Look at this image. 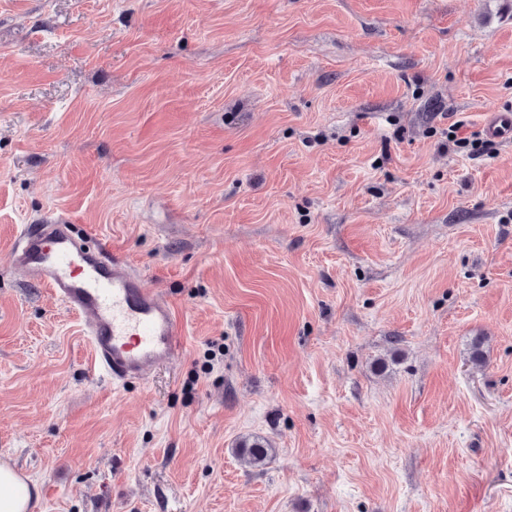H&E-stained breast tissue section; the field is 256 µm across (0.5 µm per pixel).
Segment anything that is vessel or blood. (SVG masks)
Segmentation results:
<instances>
[{
	"label": "vessel or blood",
	"mask_w": 512,
	"mask_h": 512,
	"mask_svg": "<svg viewBox=\"0 0 512 512\" xmlns=\"http://www.w3.org/2000/svg\"><path fill=\"white\" fill-rule=\"evenodd\" d=\"M486 139L512 141V111L485 113ZM31 284L49 289L78 316L90 340L91 370L122 383L170 364L180 354L182 324L171 303L107 245L91 249L64 215L27 225L10 254Z\"/></svg>",
	"instance_id": "b4317fda"
}]
</instances>
